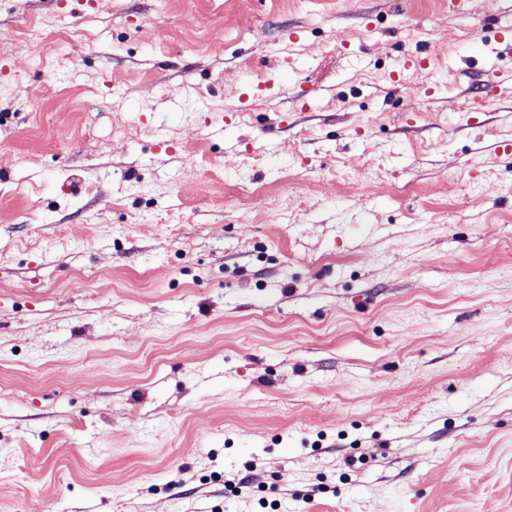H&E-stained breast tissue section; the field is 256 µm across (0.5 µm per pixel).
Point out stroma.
<instances>
[{
    "label": "stroma",
    "instance_id": "1",
    "mask_svg": "<svg viewBox=\"0 0 512 512\" xmlns=\"http://www.w3.org/2000/svg\"><path fill=\"white\" fill-rule=\"evenodd\" d=\"M509 11L0 0V512H512ZM493 33L492 37L476 34L477 41L482 45L484 51L492 52L494 46H511L512 44V19L497 17L491 19L488 28ZM483 83L485 84V94L472 100L474 112H487L496 99L510 90L512 74L505 73L497 66L492 65L483 71Z\"/></svg>",
    "mask_w": 512,
    "mask_h": 512
}]
</instances>
